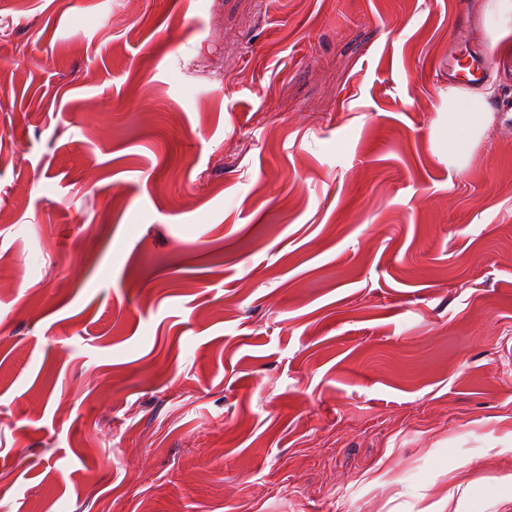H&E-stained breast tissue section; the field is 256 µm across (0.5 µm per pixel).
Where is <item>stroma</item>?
I'll return each instance as SVG.
<instances>
[{"label": "stroma", "instance_id": "1", "mask_svg": "<svg viewBox=\"0 0 512 512\" xmlns=\"http://www.w3.org/2000/svg\"><path fill=\"white\" fill-rule=\"evenodd\" d=\"M491 43L480 0H0V512H512V115L448 164Z\"/></svg>", "mask_w": 512, "mask_h": 512}]
</instances>
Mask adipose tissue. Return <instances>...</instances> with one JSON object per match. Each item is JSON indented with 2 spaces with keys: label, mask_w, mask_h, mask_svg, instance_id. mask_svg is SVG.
I'll use <instances>...</instances> for the list:
<instances>
[{
  "label": "adipose tissue",
  "mask_w": 512,
  "mask_h": 512,
  "mask_svg": "<svg viewBox=\"0 0 512 512\" xmlns=\"http://www.w3.org/2000/svg\"><path fill=\"white\" fill-rule=\"evenodd\" d=\"M498 87L487 82L475 90L457 87L448 90V163L464 167L473 146L484 138L493 122L488 107L489 99L496 96Z\"/></svg>",
  "instance_id": "ef3b65f1"
}]
</instances>
